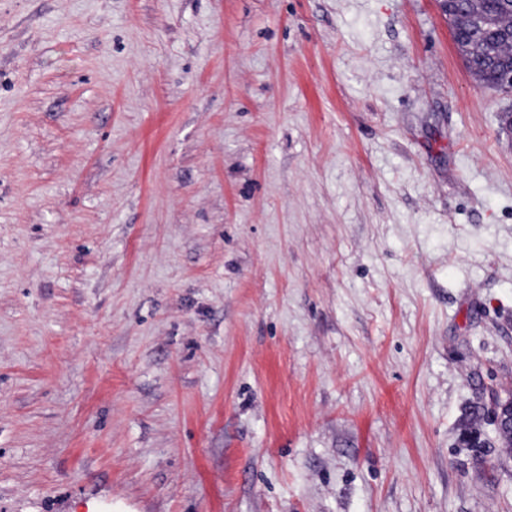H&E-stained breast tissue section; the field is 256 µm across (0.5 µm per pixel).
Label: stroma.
Here are the masks:
<instances>
[{
  "label": "stroma",
  "instance_id": "35a3bbf8",
  "mask_svg": "<svg viewBox=\"0 0 512 512\" xmlns=\"http://www.w3.org/2000/svg\"><path fill=\"white\" fill-rule=\"evenodd\" d=\"M507 109L439 0H0V512H512Z\"/></svg>",
  "mask_w": 512,
  "mask_h": 512
}]
</instances>
